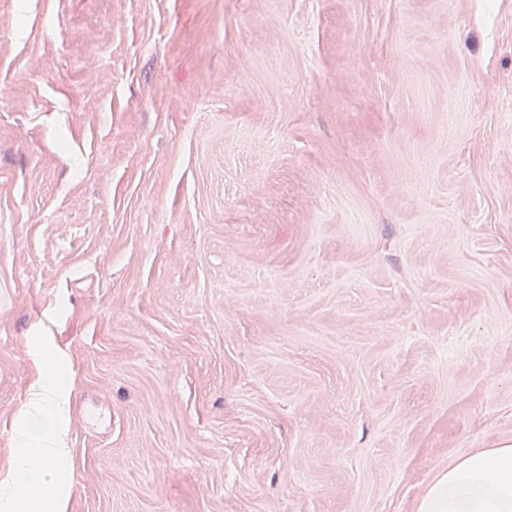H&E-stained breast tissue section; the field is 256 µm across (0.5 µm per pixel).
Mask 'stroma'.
Listing matches in <instances>:
<instances>
[{
  "label": "stroma",
  "instance_id": "1",
  "mask_svg": "<svg viewBox=\"0 0 512 512\" xmlns=\"http://www.w3.org/2000/svg\"><path fill=\"white\" fill-rule=\"evenodd\" d=\"M39 325L70 512H410L512 441V0H0V467Z\"/></svg>",
  "mask_w": 512,
  "mask_h": 512
}]
</instances>
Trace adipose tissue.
Here are the masks:
<instances>
[{
	"mask_svg": "<svg viewBox=\"0 0 512 512\" xmlns=\"http://www.w3.org/2000/svg\"><path fill=\"white\" fill-rule=\"evenodd\" d=\"M28 353L34 374L12 432L16 452L0 468V512H70L75 377L46 328ZM414 512H512V443L456 461L424 488Z\"/></svg>",
	"mask_w": 512,
	"mask_h": 512,
	"instance_id": "ef3b65f1",
	"label": "adipose tissue"
}]
</instances>
